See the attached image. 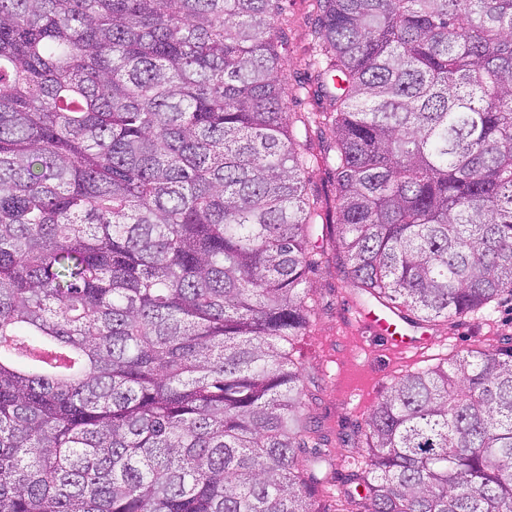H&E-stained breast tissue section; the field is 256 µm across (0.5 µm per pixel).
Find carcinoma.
I'll return each instance as SVG.
<instances>
[{"label": "carcinoma", "instance_id": "cac0c4a2", "mask_svg": "<svg viewBox=\"0 0 512 512\" xmlns=\"http://www.w3.org/2000/svg\"><path fill=\"white\" fill-rule=\"evenodd\" d=\"M281 2L0 0V512H512V338L387 389L357 494L293 352L312 126L352 287L512 295V0H314L297 129Z\"/></svg>", "mask_w": 512, "mask_h": 512}]
</instances>
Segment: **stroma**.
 I'll return each mask as SVG.
<instances>
[{
	"label": "stroma",
	"mask_w": 512,
	"mask_h": 512,
	"mask_svg": "<svg viewBox=\"0 0 512 512\" xmlns=\"http://www.w3.org/2000/svg\"><path fill=\"white\" fill-rule=\"evenodd\" d=\"M288 14V41L284 46L285 73L291 92L289 116L313 111L314 88L305 63L313 55L310 30L316 12L313 0H283ZM330 129H312L306 175L318 196L323 223L315 225L311 240L326 252L325 261L309 273L307 285L318 304L315 322L296 342L304 365L305 417L325 438L319 450L322 467L336 488H343L347 472L336 461L353 454L363 438L366 420L387 388L400 376L427 368L443 358L512 337V296L505 294L489 314L465 318L452 325L409 327L420 342L416 357L405 360L381 345L355 321L356 309L368 307L367 296L352 288L336 262V172L325 158L321 141Z\"/></svg>",
	"instance_id": "35a3bbf8"
}]
</instances>
